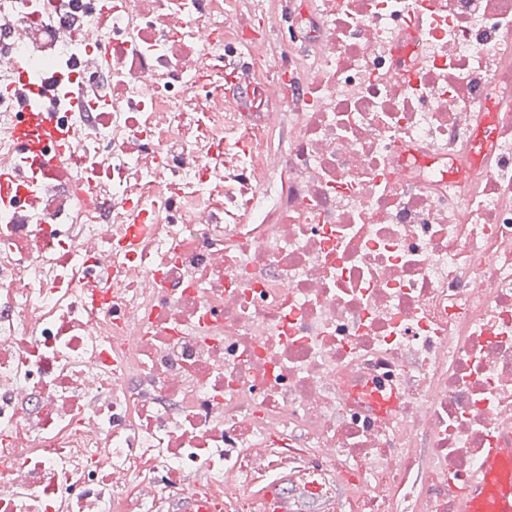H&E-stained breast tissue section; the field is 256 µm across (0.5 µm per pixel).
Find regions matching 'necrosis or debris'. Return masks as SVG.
Segmentation results:
<instances>
[{
	"instance_id": "1",
	"label": "necrosis or debris",
	"mask_w": 512,
	"mask_h": 512,
	"mask_svg": "<svg viewBox=\"0 0 512 512\" xmlns=\"http://www.w3.org/2000/svg\"><path fill=\"white\" fill-rule=\"evenodd\" d=\"M16 70L90 97L51 159L0 122V512L192 468L225 512H462L512 447V0H0ZM250 76L243 75L240 71L235 76V78L228 76L224 73V94L228 96H238L242 98H251V92H255L253 89L255 85L249 86L252 84ZM249 86V87H248Z\"/></svg>"
}]
</instances>
